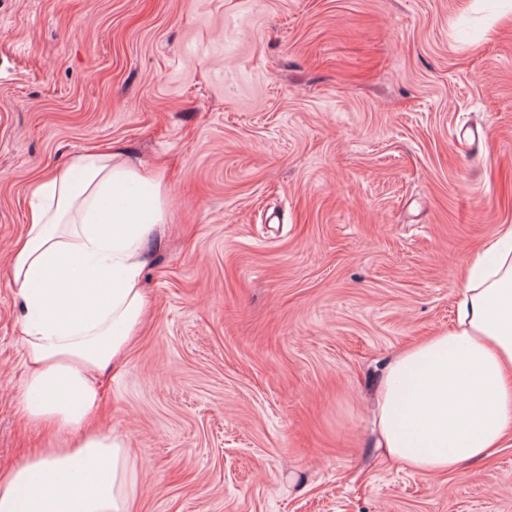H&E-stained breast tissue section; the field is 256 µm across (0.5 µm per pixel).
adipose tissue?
I'll return each instance as SVG.
<instances>
[{
  "label": "adipose tissue",
  "instance_id": "adipose-tissue-1",
  "mask_svg": "<svg viewBox=\"0 0 512 512\" xmlns=\"http://www.w3.org/2000/svg\"><path fill=\"white\" fill-rule=\"evenodd\" d=\"M9 286L22 309L23 406L47 430L0 474V512H131L124 438L91 428L96 380L146 314L163 178L121 146H93L30 188ZM455 324L389 361L375 388L377 445L421 473H447L512 433V224L496 225L461 281Z\"/></svg>",
  "mask_w": 512,
  "mask_h": 512
}]
</instances>
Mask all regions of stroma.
<instances>
[{"label": "stroma", "mask_w": 512, "mask_h": 512, "mask_svg": "<svg viewBox=\"0 0 512 512\" xmlns=\"http://www.w3.org/2000/svg\"><path fill=\"white\" fill-rule=\"evenodd\" d=\"M111 142L170 191L100 385L131 512H512V445L421 474L372 416L512 224L507 0H0V471L48 443L8 285L28 186Z\"/></svg>", "instance_id": "35a3bbf8"}]
</instances>
